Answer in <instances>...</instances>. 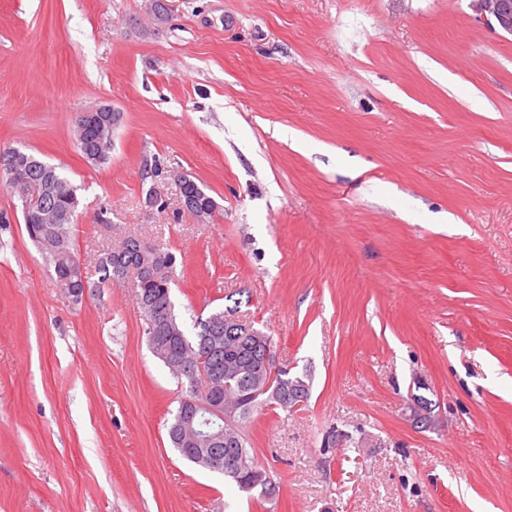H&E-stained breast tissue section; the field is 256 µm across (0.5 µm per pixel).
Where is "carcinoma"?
I'll return each instance as SVG.
<instances>
[{
    "mask_svg": "<svg viewBox=\"0 0 512 512\" xmlns=\"http://www.w3.org/2000/svg\"><path fill=\"white\" fill-rule=\"evenodd\" d=\"M76 147L84 157L89 153L97 156L92 164H104L112 151V134L102 137L97 127L86 126L76 131ZM20 154L27 158L28 167L34 176L46 181V210L38 221L40 233L33 242L45 261L53 266L54 272L79 265L81 258L72 236V224L81 205L77 189L56 166L46 164L24 150ZM118 262L135 265L142 262L147 266L136 288L140 310H145V305L150 300H164L169 304L171 320L163 331L147 338L148 346L152 348L159 345L171 354L187 359L196 355L205 356L223 378L214 392L221 404L233 412V415L227 423L213 419L206 425L208 429L223 433L221 439L207 444V447L221 452L226 460L240 456L247 462V466L239 471L224 467V479L242 493H251L258 489L264 498L274 495L275 491L269 488V483L256 484L255 473L260 471V467L250 456L246 434V423L251 421L254 413L262 411L263 408L273 406L288 410L295 407L294 402L284 397L272 398L260 393L264 384L260 359L265 347L272 344L271 337L254 326L251 327L250 334L244 336H231L225 331L219 333L209 330L211 318H223L233 314L234 309L231 307L214 309L209 317L196 319L197 332L190 336L175 313V305L171 299V285L176 271L175 257L158 248L155 253L142 257L118 246L99 258L98 269L102 273V279L120 281L121 275L113 272V266ZM172 376L181 384L186 397L202 403L208 402L206 393L192 388L188 376L175 372ZM182 411L183 406H178L168 428V437L179 455L198 467L200 463L189 455L186 451L187 445L181 443L174 432Z\"/></svg>",
    "mask_w": 512,
    "mask_h": 512,
    "instance_id": "carcinoma-1",
    "label": "carcinoma"
}]
</instances>
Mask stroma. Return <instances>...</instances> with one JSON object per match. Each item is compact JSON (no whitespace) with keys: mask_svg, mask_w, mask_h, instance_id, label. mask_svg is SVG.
<instances>
[{"mask_svg":"<svg viewBox=\"0 0 512 512\" xmlns=\"http://www.w3.org/2000/svg\"><path fill=\"white\" fill-rule=\"evenodd\" d=\"M165 2L0 0V147L78 187L90 285L0 187V512H512V35L471 0ZM104 105L95 166L73 118ZM130 236L175 256L186 327L236 300L310 376L247 426L273 498L172 447L136 282L96 267ZM98 126V122L95 123V126L89 123L88 127H83L80 131L75 127L76 147L84 158H87L89 153L95 154L97 159L91 162L94 165L106 163L112 151V129L108 134H105L104 138H101L97 129ZM88 158L91 159L93 156L89 154ZM179 189V196L183 198L186 195V191L183 186L177 184ZM199 202V197L194 194H187L185 196V202L183 207L191 209L200 221H205L206 218L212 217L216 211L220 208L217 201L212 197H206L202 203ZM192 211H188L192 213Z\"/></svg>","mask_w":512,"mask_h":512,"instance_id":"35a3bbf8","label":"stroma"}]
</instances>
